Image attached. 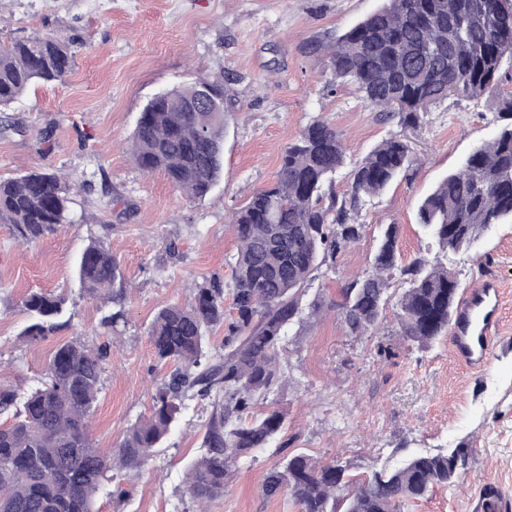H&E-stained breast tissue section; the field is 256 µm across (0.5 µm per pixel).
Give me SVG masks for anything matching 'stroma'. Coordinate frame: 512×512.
Listing matches in <instances>:
<instances>
[{
	"instance_id": "35a3bbf8",
	"label": "stroma",
	"mask_w": 512,
	"mask_h": 512,
	"mask_svg": "<svg viewBox=\"0 0 512 512\" xmlns=\"http://www.w3.org/2000/svg\"><path fill=\"white\" fill-rule=\"evenodd\" d=\"M381 0H0V41L36 33L69 38L71 72L29 88L0 111V178L35 168L72 185V221L25 244L0 224V389L36 387L56 347L81 339L107 351L89 435L117 447L148 417L157 387L174 366L159 362L147 336L157 312L190 305L197 284L231 285L237 240L232 217L271 184L282 154L312 120L339 133L349 161L391 136L410 147L412 166L356 216L361 240L317 269L303 303L321 302L280 360L287 381L267 407L286 425L275 444L242 459L223 497L199 507L185 489L189 464L205 451L208 423L224 397H188L140 476L121 477L127 494L101 492L100 512H296L287 496H265L264 475L285 456L304 453L355 471L391 467L408 454L464 445L471 456L454 486L434 490L405 512H481L486 492L512 504V224L493 228L469 253L448 258L464 287L497 281L500 325L491 363L474 371L450 340L423 348L396 333V308L378 326L350 335L335 309L340 290L367 271L381 227H400L403 262L434 258L417 207L437 181L458 169L501 125L512 99V65L480 99H448L405 127L337 82L330 49L377 10ZM227 91L224 174L204 199L190 200L163 173L136 166L131 140L140 113L158 92L203 78ZM92 242L108 248L127 282L125 320L110 326L111 305L79 289L75 260ZM66 299L64 324L27 342L21 300L32 290ZM389 356H378V349Z\"/></svg>"
}]
</instances>
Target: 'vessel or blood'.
Wrapping results in <instances>:
<instances>
[{
    "instance_id": "b4317fda",
    "label": "vessel or blood",
    "mask_w": 512,
    "mask_h": 512,
    "mask_svg": "<svg viewBox=\"0 0 512 512\" xmlns=\"http://www.w3.org/2000/svg\"><path fill=\"white\" fill-rule=\"evenodd\" d=\"M499 290L495 282L466 292L462 305L448 328L457 357L474 369L490 363L492 341L498 326Z\"/></svg>"
}]
</instances>
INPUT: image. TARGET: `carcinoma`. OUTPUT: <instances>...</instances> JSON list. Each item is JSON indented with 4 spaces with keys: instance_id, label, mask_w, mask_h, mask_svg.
Here are the masks:
<instances>
[{
    "instance_id": "cac0c4a2",
    "label": "carcinoma",
    "mask_w": 512,
    "mask_h": 512,
    "mask_svg": "<svg viewBox=\"0 0 512 512\" xmlns=\"http://www.w3.org/2000/svg\"><path fill=\"white\" fill-rule=\"evenodd\" d=\"M512 61V0H383L331 51L336 80L351 84L387 118L414 125L419 114L452 96L478 99ZM70 40L55 34L0 41V110L38 83L63 80L72 70ZM201 85L224 92L220 79H200L156 97L140 113L132 140L136 166L161 171L192 200L204 198L222 171L224 122L207 112H178L174 102L195 97ZM494 138L476 147L418 207L425 234L443 256L469 252L490 228L512 224V99ZM405 141L390 137L349 171L350 198L338 201L336 172L347 154L336 130L316 119L285 149L272 185L252 193L236 212L232 274L234 317L224 322V285L212 279L194 289L189 306L162 308L147 331L156 358L177 368L158 387L150 416L136 422L119 446L105 452L87 429L102 385L106 353L78 339L60 344L40 385L25 393L0 390V512H98L109 473L137 471L160 447L182 401L224 393L204 439L206 453L186 477L190 497L206 504L224 495L238 462L280 436L284 415L254 408L284 383L280 355L290 331L319 315L322 304L301 305L319 266L363 235L355 223L366 196H376L412 164ZM69 191L49 169L0 179V223L25 242L70 223ZM399 226L387 225L367 272L350 282L336 305L348 333L362 336L381 320L398 274L399 335L426 347L448 332L460 281L440 259L399 265ZM81 290L112 304L109 323L124 319L125 278L112 253L88 245L77 262ZM65 298L34 291L22 300L36 341L61 327ZM224 325V356L212 359L207 330ZM469 450L412 454L363 478L351 463L319 464L287 456L263 480L264 495L287 494L298 512H404L437 487H451L466 469Z\"/></svg>"
}]
</instances>
